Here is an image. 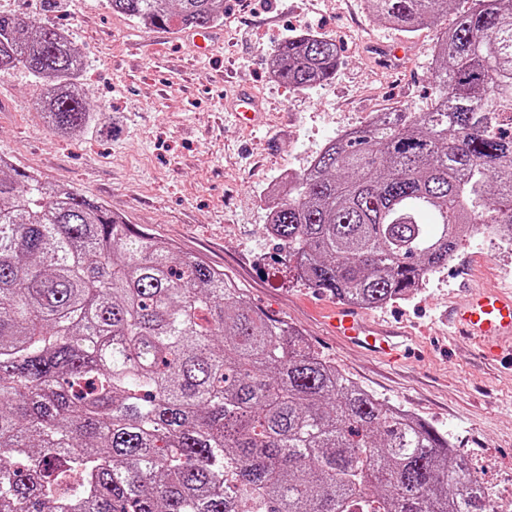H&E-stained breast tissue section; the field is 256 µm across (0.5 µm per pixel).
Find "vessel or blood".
Masks as SVG:
<instances>
[{"instance_id": "vessel-or-blood-1", "label": "vessel or blood", "mask_w": 512, "mask_h": 512, "mask_svg": "<svg viewBox=\"0 0 512 512\" xmlns=\"http://www.w3.org/2000/svg\"><path fill=\"white\" fill-rule=\"evenodd\" d=\"M450 321L475 340L483 342L493 337L511 342L512 294L473 290L467 304L453 311ZM329 323L336 336L346 342L390 358L398 355V345L391 336L369 327L353 309H336Z\"/></svg>"}]
</instances>
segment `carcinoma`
Instances as JSON below:
<instances>
[{"mask_svg":"<svg viewBox=\"0 0 512 512\" xmlns=\"http://www.w3.org/2000/svg\"><path fill=\"white\" fill-rule=\"evenodd\" d=\"M154 28L210 27L224 0H107ZM404 31L448 0H367ZM275 75L336 74L298 35ZM435 103L337 136L270 209L309 288L380 308L489 226L512 244V0L440 31ZM47 79L49 129L88 130L83 59L56 27L0 14V74ZM0 512H496L448 438L341 374L224 272L102 202L0 164Z\"/></svg>","mask_w":512,"mask_h":512,"instance_id":"1","label":"carcinoma"}]
</instances>
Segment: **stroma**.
I'll return each instance as SVG.
<instances>
[{"label":"stroma","instance_id":"35a3bbf8","mask_svg":"<svg viewBox=\"0 0 512 512\" xmlns=\"http://www.w3.org/2000/svg\"><path fill=\"white\" fill-rule=\"evenodd\" d=\"M37 2L0 0V13L69 35L84 57L78 84L103 120L87 133L55 136L36 108L45 81L16 70L0 77V156L223 270L252 307L294 326L341 373L444 433L498 512H512V355L485 357L444 320L465 303L467 286L512 287V248L491 235L468 238L408 299L363 309L371 323L408 337L391 363L328 334L324 314L337 300L298 282L266 230L270 183L305 169L329 139L372 113L430 106L436 39L468 0H450L439 24L408 33L375 20L366 0H224L222 41L202 59L185 31L145 27L107 0H59L49 14ZM307 33L334 40L340 65L333 79L295 90L267 59L289 36ZM396 41L403 51L383 56ZM240 84L262 105L256 126L220 113Z\"/></svg>","mask_w":512,"mask_h":512}]
</instances>
